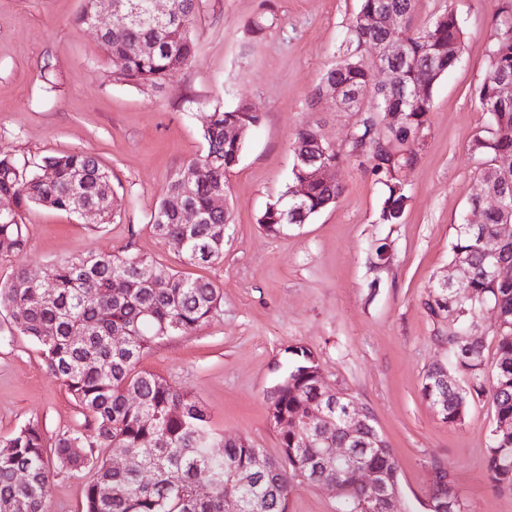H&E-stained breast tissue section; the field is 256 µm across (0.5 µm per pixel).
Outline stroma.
I'll return each mask as SVG.
<instances>
[{
  "label": "stroma",
  "instance_id": "stroma-1",
  "mask_svg": "<svg viewBox=\"0 0 512 512\" xmlns=\"http://www.w3.org/2000/svg\"><path fill=\"white\" fill-rule=\"evenodd\" d=\"M501 0H416L410 32L443 10L465 31L456 68L433 93L419 161L408 175L409 202L399 224L377 221L382 192L352 160L337 178L335 206L266 236L258 219L292 184L290 143L298 128L344 146L357 119L310 95L340 59L343 33L358 0H202L192 29L196 57L161 91L112 79V61L93 30L75 22L82 0H0V153L27 169L62 152L92 154L112 171L116 215L108 224L41 206L25 216L27 249L0 253V286L18 269L42 277L57 262L133 245L157 273L182 269L175 247L156 236L151 215L168 181L204 154V122L216 107L246 103L263 115L228 175L233 222L221 261L193 268L224 296L221 312L197 331L158 343L141 369L192 392L218 438H245L278 456L279 440L264 404L288 368L287 349L305 346L327 384L373 414L389 444L410 512H426L429 473L448 469L472 512H512V492L493 490L486 445L493 421L488 398L473 400L463 423L449 425L421 397L424 370L448 363V325L424 301L451 266L455 225L482 165L471 151L488 116L475 90L487 69V46ZM273 23L252 36L249 21ZM391 243L384 269L373 247ZM28 421L48 437L80 429L83 418L62 381L41 363L37 345L13 331L0 310V437ZM88 472L54 477L48 512H83ZM333 489L298 484L289 512H337Z\"/></svg>",
  "mask_w": 512,
  "mask_h": 512
}]
</instances>
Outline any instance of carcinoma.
Instances as JSON below:
<instances>
[{
    "label": "carcinoma",
    "instance_id": "obj_1",
    "mask_svg": "<svg viewBox=\"0 0 512 512\" xmlns=\"http://www.w3.org/2000/svg\"><path fill=\"white\" fill-rule=\"evenodd\" d=\"M140 14L132 23L112 30L101 43L112 58V80L157 90L194 59L196 44L191 31L198 0H169V15L154 20L147 15L148 0H139ZM411 18L415 0H359L358 12H370L380 4ZM503 19L496 40L488 48L487 73L477 89L483 110L489 115L488 134L475 137L472 150L485 158L477 186L503 198L505 210L486 214L483 224H458L451 244V261L464 263L466 279L448 289L435 288L424 309L436 320L458 312L448 326L450 364L436 363L425 370L421 395L440 403L442 421L462 423L471 401L488 397L494 423L486 448V469L494 487L512 490V278L491 275L494 264L512 267V240L502 243L495 256L485 253V242L498 237L499 225L512 220V139L497 135L500 126H512V0L501 8ZM407 42V59L395 70L394 82L374 91L362 50L377 48L384 39ZM464 43L456 14L446 9L424 29L410 34L379 23L367 30L347 27L346 52L329 68L312 97L341 86L362 91L376 100L366 108L355 102L349 111L360 113L340 150L314 129H301L292 145L293 182L307 183L300 200L288 190L269 203L258 219L266 234L288 235V230L336 203L344 192L334 181L312 175L305 160L318 159L330 169L347 158L370 173L382 188L380 224L402 223L409 201L407 175L418 161L422 145L416 133L427 129L434 88L456 67L448 61V43ZM426 86V96L412 101L408 87ZM402 110L406 127L387 133L373 110ZM203 129L205 155L199 162L211 167L194 180L192 192H184L183 179L190 167L169 182L151 216L156 235L180 240L188 265H208L224 255V225L231 213H215L212 196L227 191V173L238 164L245 141L230 140L224 126L240 122L259 125L261 112L248 104L216 108ZM112 189V171L85 152L49 157L29 172L17 159L0 154V196L12 198L14 209L0 214V252L21 254L27 248L24 214L32 206L75 213L77 200L97 205L100 223L111 222L114 212L105 203ZM191 207L203 224L182 223ZM152 258L125 249L119 255L87 254L54 265L47 272L53 288L45 290L23 269L0 287V308L8 311L14 329L39 347L45 367L65 385L92 434L64 433L49 441L42 427L28 422L0 439V512H47L53 468L79 472L90 468L84 512H224V497L241 499L242 512H289L296 485L337 480L345 488L338 512H373L370 493L355 484L353 476L323 463V451L336 447V414L319 420L316 412L332 401L354 400L343 390L325 388L315 352L303 346L288 349L291 364L266 398V417L277 432L280 455L272 458L246 439H228L215 453L214 432L204 406L191 393L165 378L138 369L142 358L160 341L197 330L221 310L223 296L214 283L179 271L160 282L138 281L153 266ZM48 291L52 300L37 303L34 297ZM496 309L501 322L491 330L495 344L494 366H488L480 329L479 312ZM120 332L125 344H112ZM448 373V384L440 376ZM314 426L322 442L309 440ZM361 457L399 485L392 450L374 429L358 430ZM122 453L129 464L122 468L100 450ZM155 474L150 484L139 479L141 468ZM27 482L18 481L19 472ZM434 495L457 496L451 473L442 466L432 470Z\"/></svg>",
    "mask_w": 512,
    "mask_h": 512
}]
</instances>
